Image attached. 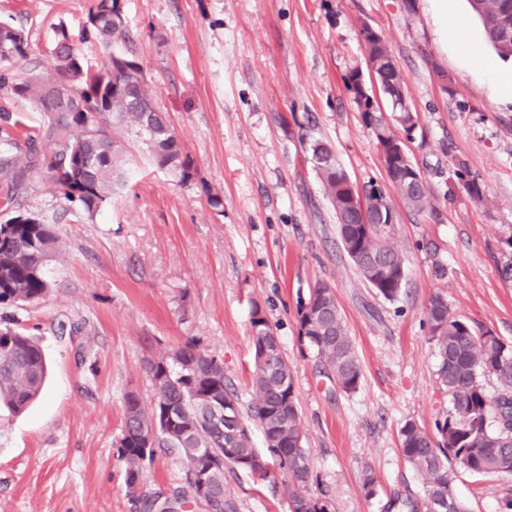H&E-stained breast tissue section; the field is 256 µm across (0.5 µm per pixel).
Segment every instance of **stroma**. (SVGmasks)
<instances>
[{
	"mask_svg": "<svg viewBox=\"0 0 512 512\" xmlns=\"http://www.w3.org/2000/svg\"><path fill=\"white\" fill-rule=\"evenodd\" d=\"M131 43L190 161L187 174L132 151L125 184L95 216L61 214L39 173L25 208L58 217L62 249L46 267L49 293L0 309L18 320L48 363L25 413L0 409V512H135L118 455L127 394L150 404L144 360L196 340L223 359L243 403L252 393L253 310L276 332L291 367L310 494L329 512H405L423 479L401 454L400 429L428 432L448 413L426 306L441 295L474 329L512 345V96L491 81L472 44L499 69L468 0L464 26L444 41L435 0H121ZM90 0H0V21L21 26L44 60L65 25L81 55ZM384 37L416 127L407 144L441 214L414 215L389 182L382 152L344 78L366 72L363 24ZM332 142L360 187L381 188L396 211L392 240L406 257L400 297L387 301L344 253L336 216L307 142ZM482 190L474 197L456 173ZM220 206H213V198ZM333 289L362 365L347 393L300 335L299 311L317 283ZM377 479L365 497L364 469ZM452 490L469 512H503L512 476L452 464ZM179 461L158 455L144 491L181 486ZM226 482L240 512H289L284 489L244 472Z\"/></svg>",
	"mask_w": 512,
	"mask_h": 512,
	"instance_id": "stroma-1",
	"label": "stroma"
}]
</instances>
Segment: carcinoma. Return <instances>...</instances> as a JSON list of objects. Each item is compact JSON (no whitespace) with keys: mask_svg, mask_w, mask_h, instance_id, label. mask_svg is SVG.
Masks as SVG:
<instances>
[{"mask_svg":"<svg viewBox=\"0 0 512 512\" xmlns=\"http://www.w3.org/2000/svg\"><path fill=\"white\" fill-rule=\"evenodd\" d=\"M481 18L486 38L502 57H512V0H470ZM85 35L109 49L127 37L120 0H93ZM367 58L378 63L382 86H402L400 70L382 38L362 35ZM29 56L24 32L0 22V89L32 104L41 114L33 127L16 123L0 127V190L13 203L29 176L44 171L60 207L77 205L92 216L126 177L127 140L145 146L161 168L186 174L177 136L166 115L155 108L143 69L131 55L109 53L99 66L85 62L67 29L59 27L47 62L29 68L16 63ZM366 125L388 145L384 165L390 182L406 206L430 216L436 213L426 181L408 177L391 165L397 132L378 114L363 93L360 73L345 77ZM311 164L325 187L336 215L342 247L367 285L388 301L396 300L405 280L403 253L390 235L396 221L384 193L365 194L367 213L345 199L347 172L327 141L311 146ZM9 223H0V307L35 302L50 289L45 267L61 249L48 219L37 212L11 208ZM436 341L439 379L448 397V415L433 437L413 422L400 431L404 459L423 477L428 512H467L451 489L448 463L455 461L482 475H512V345L490 331L475 332L455 316L441 296L426 307ZM300 335L316 351L325 370L345 392L362 380L360 360L348 334L333 289L319 283L299 311ZM253 373L249 413L224 375V362L190 340L146 361L153 400L144 406L137 395L125 399V421L119 457L125 468L128 495L138 512H186L202 504L205 512H240L226 484V472L259 474L281 483L290 512H327L322 500L307 490L311 458L304 446V425L297 406L293 374L279 337L259 309L251 318ZM493 375L502 388L493 396L479 375ZM46 377L40 347L16 324L0 319V406L22 413L39 397ZM223 402L222 427L211 420V403ZM259 427L266 452L281 475L269 471L255 447L246 419ZM494 426H489V423ZM174 455L185 468L186 486L166 497L141 490V475L158 453Z\"/></svg>","mask_w":512,"mask_h":512,"instance_id":"1","label":"carcinoma"}]
</instances>
